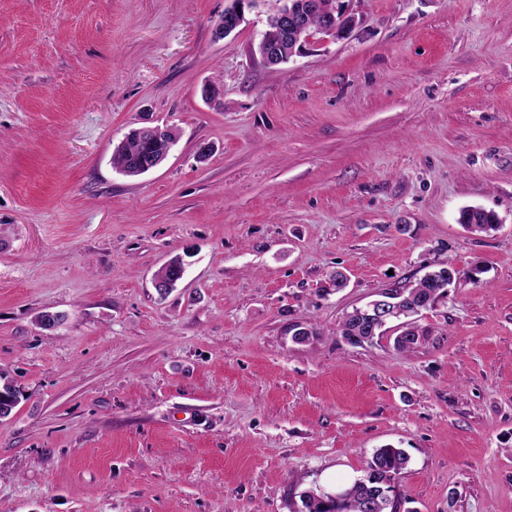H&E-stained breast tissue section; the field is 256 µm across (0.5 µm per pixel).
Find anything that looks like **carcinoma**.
I'll return each mask as SVG.
<instances>
[{"label": "carcinoma", "mask_w": 512, "mask_h": 512, "mask_svg": "<svg viewBox=\"0 0 512 512\" xmlns=\"http://www.w3.org/2000/svg\"><path fill=\"white\" fill-rule=\"evenodd\" d=\"M335 7L337 0H318V12L310 17L311 27H321L325 15ZM153 153L150 142L132 132L115 147L112 164L120 171H127L132 169L135 160L147 161ZM458 223L471 232L488 234L497 230L499 217L493 211L468 206L460 210ZM455 277L453 267H442L401 287L385 289L378 294V297L389 300L410 318L393 338V346L397 351L410 352L427 340L429 332L412 321L411 317L433 307ZM336 334L352 346L370 343L377 337L369 319L353 311L345 314ZM20 396V390L8 374L0 371V418L10 416L19 404ZM407 463L408 457L403 450L390 445L381 447L375 451L364 476L340 488V497L333 498L320 489L303 492L300 495V512H389L394 508V500L390 496L393 491L392 481L402 473Z\"/></svg>", "instance_id": "obj_1"}]
</instances>
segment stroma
I'll use <instances>...</instances> for the list:
<instances>
[{
    "label": "stroma",
    "instance_id": "35a3bbf8",
    "mask_svg": "<svg viewBox=\"0 0 512 512\" xmlns=\"http://www.w3.org/2000/svg\"><path fill=\"white\" fill-rule=\"evenodd\" d=\"M234 5L0 0V512H298L386 445L396 512H512V0H354L275 71L278 0L215 39ZM157 125L165 162L115 169ZM447 264L419 348L337 336ZM141 135L146 136L151 142H154L157 148V160L149 162L150 156H153L154 150L148 140L139 138L135 131L128 134L121 145H117L112 154V164L120 171L134 169L139 174H145L158 167L169 155L173 145L169 140V127L153 126L143 127L138 130ZM136 159H144L147 162H136L137 166L132 167ZM458 222L470 232L486 234L497 230L500 223L495 212L473 206L464 207L460 210ZM22 393L9 379L6 372L0 371V418L10 416L20 402Z\"/></svg>",
    "mask_w": 512,
    "mask_h": 512
}]
</instances>
